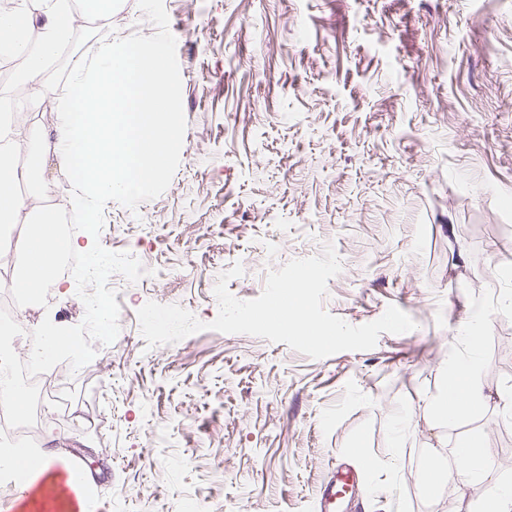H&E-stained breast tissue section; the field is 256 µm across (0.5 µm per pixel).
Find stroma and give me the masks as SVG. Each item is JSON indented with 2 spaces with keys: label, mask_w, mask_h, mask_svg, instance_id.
I'll use <instances>...</instances> for the list:
<instances>
[{
  "label": "stroma",
  "mask_w": 512,
  "mask_h": 512,
  "mask_svg": "<svg viewBox=\"0 0 512 512\" xmlns=\"http://www.w3.org/2000/svg\"><path fill=\"white\" fill-rule=\"evenodd\" d=\"M109 40L134 51L166 45L181 144L164 177L137 204L105 207L101 245L156 265L157 296L126 283L112 379L76 374L72 422L42 433L35 454L84 456L100 502L123 492L119 512L145 499L185 512H315L316 491L343 461L382 455L392 418L409 431L370 512H480L494 484L512 485L497 451L512 449V0H116L108 26L72 36L94 57ZM54 63L41 103L11 101L0 121L34 117L52 133L68 91ZM207 193H200L199 185ZM206 236L192 257L183 227ZM278 245V264L333 246L343 272L324 309L351 325L396 306L416 323L374 348L313 359L283 343L209 329L219 304L208 275L243 263L229 292L251 300L266 278L251 257ZM176 304L206 330L148 346L142 303ZM483 316L478 347L485 401L435 427L442 369L459 335ZM479 442L482 480L459 472L457 450ZM446 478L419 482L421 458Z\"/></svg>",
  "instance_id": "obj_1"
}]
</instances>
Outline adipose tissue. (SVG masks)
I'll return each instance as SVG.
<instances>
[{"instance_id":"ef3b65f1","label":"adipose tissue","mask_w":512,"mask_h":512,"mask_svg":"<svg viewBox=\"0 0 512 512\" xmlns=\"http://www.w3.org/2000/svg\"><path fill=\"white\" fill-rule=\"evenodd\" d=\"M74 23L71 0H0V51L23 58L22 82L38 81L44 59L59 54ZM164 54L161 41L139 53L103 44L93 69H86L82 59L72 60L70 92L57 106L53 139H42L33 127H0V141L7 143L0 150V222L14 224L25 208L31 214L14 243L15 252L27 258L20 285L28 292L37 293L54 259L78 243L60 236L49 211L20 197V186L39 176L49 155L73 168L85 191L84 197L71 198L75 208L83 207L88 196L134 202L154 186L163 173L162 157L179 141ZM481 371L480 356L472 348L449 366L448 391L438 407L441 422H454L482 401Z\"/></svg>"}]
</instances>
